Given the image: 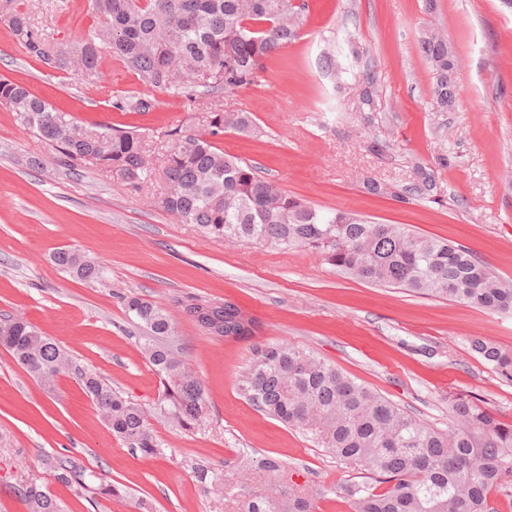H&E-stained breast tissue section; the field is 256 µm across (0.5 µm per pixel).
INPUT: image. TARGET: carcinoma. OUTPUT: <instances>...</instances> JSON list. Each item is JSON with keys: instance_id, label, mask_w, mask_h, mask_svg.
Wrapping results in <instances>:
<instances>
[{"instance_id": "1", "label": "carcinoma", "mask_w": 512, "mask_h": 512, "mask_svg": "<svg viewBox=\"0 0 512 512\" xmlns=\"http://www.w3.org/2000/svg\"><path fill=\"white\" fill-rule=\"evenodd\" d=\"M0 4V21L31 56L53 69L94 80L102 54L120 59L154 89L188 98L232 91L254 82L264 62L294 40L303 6L293 0H93L98 25L72 47L54 49L34 30L26 12ZM419 48L435 74L433 98L453 101L454 66L448 41L433 29ZM0 104L17 122L49 142L67 166L91 164L132 186L150 176L142 138L106 125H80L17 81L0 77ZM120 111H144L146 100L120 97ZM251 113L217 108L202 133H171L165 159L167 191L162 206L185 224L229 242L310 248L339 271L367 283L464 301L493 313H512V283L489 264L446 240L419 236L402 224H371L342 211L325 212L263 179L257 167L229 155L217 142L226 132L251 134ZM58 265L83 281L102 278L101 264L72 249L56 252ZM128 316L143 327V350L165 391L157 415L189 430L202 419V385L183 358L166 309L140 297L125 299ZM185 314L208 334L228 339L254 336L256 322L236 304L198 301ZM0 345L45 385L74 370L103 422L145 456L158 452L147 411L114 391L98 375L73 367L66 350L20 318L0 319ZM473 349L512 380V356L482 340ZM256 409L311 434L319 447L360 467L383 490L345 486L356 512H499L494 497L512 500V422L497 419L466 395L448 398L453 421L436 429L357 382L313 352L284 343L256 349L239 381ZM56 479L82 484L65 462ZM20 494L30 512H59L56 501L30 482ZM316 492L276 484L248 493L241 512H313Z\"/></svg>"}]
</instances>
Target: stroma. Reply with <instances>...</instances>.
<instances>
[{
  "label": "stroma",
  "mask_w": 512,
  "mask_h": 512,
  "mask_svg": "<svg viewBox=\"0 0 512 512\" xmlns=\"http://www.w3.org/2000/svg\"><path fill=\"white\" fill-rule=\"evenodd\" d=\"M303 2L297 39L253 84L194 100L144 85L107 54L97 82L86 83L31 57L0 23V76L78 123L141 133L153 168L135 188L89 164L64 165L0 105V314L31 323L149 410L160 448L147 458L112 434L73 373L44 385L0 348V512H28L19 490L31 480L59 512H240L247 494L267 484L262 462L270 457L285 465L281 483L317 490L315 512H353L343 487L368 483L367 473L240 395L238 381L265 343L314 351L436 428L448 425L452 394L512 421V381L471 346L480 339L512 354V315L364 283L307 248L209 237L160 203L169 131H204L218 104L242 108L256 133H225L220 147L288 193L461 244L512 281V8L502 0ZM21 3L60 47L97 21L91 0ZM426 28L447 36L456 59L446 111L419 51ZM367 75L376 87L370 108L360 103ZM124 95L152 107L114 109ZM61 247L102 262L103 278L85 283L63 271L52 259ZM129 295L168 311L204 389L195 429L154 413L163 387L142 352V328L125 314ZM189 297L235 303L255 319L254 337H211L177 307ZM62 459L81 471L82 485L55 479ZM205 471L223 483L202 481ZM106 485L119 495L100 494Z\"/></svg>",
  "instance_id": "obj_1"
}]
</instances>
